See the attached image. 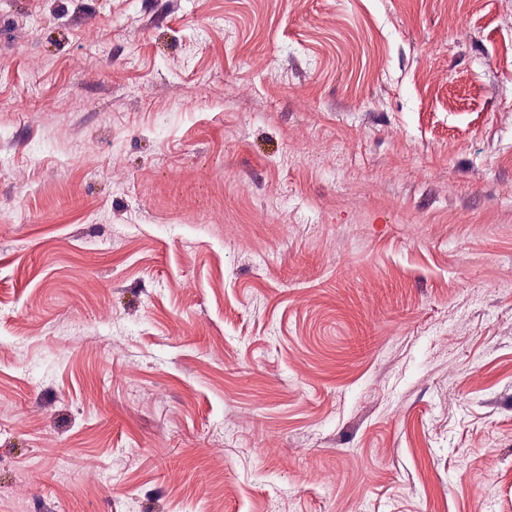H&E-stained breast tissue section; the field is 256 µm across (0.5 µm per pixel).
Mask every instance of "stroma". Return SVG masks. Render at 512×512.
Masks as SVG:
<instances>
[{
    "mask_svg": "<svg viewBox=\"0 0 512 512\" xmlns=\"http://www.w3.org/2000/svg\"><path fill=\"white\" fill-rule=\"evenodd\" d=\"M0 512H512V0H0Z\"/></svg>",
    "mask_w": 512,
    "mask_h": 512,
    "instance_id": "obj_1",
    "label": "stroma"
}]
</instances>
